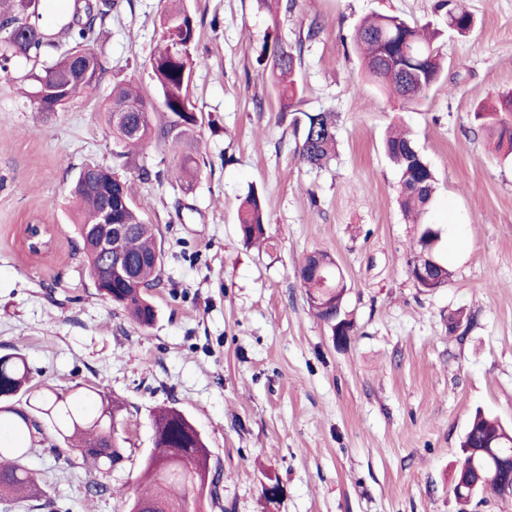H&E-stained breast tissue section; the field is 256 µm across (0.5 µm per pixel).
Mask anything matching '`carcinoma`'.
I'll return each mask as SVG.
<instances>
[{"label":"carcinoma","instance_id":"cac0c4a2","mask_svg":"<svg viewBox=\"0 0 512 512\" xmlns=\"http://www.w3.org/2000/svg\"><path fill=\"white\" fill-rule=\"evenodd\" d=\"M34 0H18L0 9V63L23 56L58 58L30 80L42 90L47 83L59 93L52 96L57 109H63L77 94L93 91L103 74L98 65L97 75H87L74 62V55L89 49L105 25L109 10L90 3L75 5L70 21L54 33H46L39 24V13L30 10ZM452 0H439L438 7L447 9L448 27L463 34L469 32L474 20L470 13L451 5ZM27 32L25 36L10 35L15 26ZM163 47L152 57L151 67L157 91L166 112L167 125L154 129L155 105L132 81L112 88L108 113L119 110L130 113L134 136L124 129L112 127L113 138L124 144L127 158L152 133L179 145L199 125L198 115L189 98L194 67L203 63L191 56L196 38V25L191 14L183 8L170 9L160 17ZM436 34L426 35L398 15L380 14L364 20L356 29L355 42L361 53L365 73L381 91H392L406 104H415L441 77L442 65L434 47ZM258 65L267 68L272 77L281 105L294 107L298 92L296 71L300 57L287 52L279 39L267 35L263 39ZM482 128L495 134L498 141L507 143L512 155V93L501 96L495 105L474 114ZM293 124L301 131L300 161L311 168L324 167L333 157L336 146V119L331 112L294 113ZM384 150L400 175V204L404 212L422 215L432 203L433 171L412 138L392 134L384 142ZM200 170L198 153L183 152L171 174L180 187L189 189ZM112 180V215L117 224L128 226L129 234L123 244L126 263L134 264V273L127 279L112 274V282L97 286L98 292L113 305L122 308L141 328L150 327L156 310L149 292L161 284L163 245L159 230L143 222L134 204L127 180L118 172L96 164H88L79 173L72 195L77 211L85 218L76 225L82 250L92 269L103 264V257L91 245L87 231L98 223L102 208L104 182ZM239 233L248 245L273 246L267 235L261 199L250 190L239 209ZM438 237L435 225L421 224L416 252L411 263L417 267L426 263L425 249L430 240ZM307 301L314 313L331 328L340 322L353 329L344 309L347 288L343 273L326 253L306 256L297 270ZM29 367L18 353L0 355V413L16 415L29 434V441L18 437L0 436V499L7 498L34 484L23 464L32 450L36 436L42 434L39 420L53 428L56 439L78 451L82 462H91L99 470L109 472L126 456L125 438L119 434L116 413L120 405L100 397L97 414L88 416L78 408L79 396L66 397L51 389L40 394L28 386ZM25 400L26 408L17 407L15 398ZM461 461L456 472L453 493L465 502L488 491L502 495L512 484V430L478 412L470 422L461 442ZM144 477L154 492L135 491L128 512H202L204 501L217 496L219 475L211 472L207 446L201 433L181 410L162 406L153 418V448L141 460Z\"/></svg>","mask_w":512,"mask_h":512}]
</instances>
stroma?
Returning a JSON list of instances; mask_svg holds the SVG:
<instances>
[{"mask_svg": "<svg viewBox=\"0 0 512 512\" xmlns=\"http://www.w3.org/2000/svg\"><path fill=\"white\" fill-rule=\"evenodd\" d=\"M454 2L475 18L469 35L448 29L438 0H184L192 53L205 60L192 74L201 122L187 145L205 163L187 192L164 176L140 180L137 167L164 173L178 162L154 135L125 172L165 246L146 329L98 294L69 190L83 166H112L123 150L105 112L113 83L155 97L150 58L167 0H116L94 45L98 87L64 110L31 101V60L0 69V355L24 354L32 384L119 399L129 455L101 474L68 464L69 449L45 430L24 459L36 491L0 500V512H126L160 406L192 419L220 469L207 512H512L510 497L463 505L451 491L475 411L512 427V163L473 118L512 92V0ZM378 14L442 31L445 70L420 105L364 77L352 34ZM269 34L301 55L300 110L336 115V157L324 168L300 162L301 136L256 62ZM399 123L437 179L426 219L451 272L442 288L409 275L419 227L399 206L400 176L382 148ZM252 188L275 243L267 251L239 236ZM27 224L48 226V251L29 252ZM318 250L347 284L354 329L343 346L295 273ZM270 476L283 488L275 502L262 494ZM93 482L111 495L90 496Z\"/></svg>", "mask_w": 512, "mask_h": 512, "instance_id": "35a3bbf8", "label": "stroma"}]
</instances>
